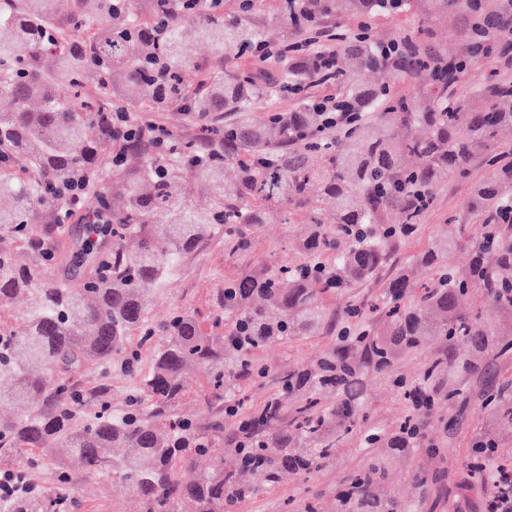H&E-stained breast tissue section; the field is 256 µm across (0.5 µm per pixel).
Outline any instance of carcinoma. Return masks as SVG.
Instances as JSON below:
<instances>
[{
	"label": "carcinoma",
	"mask_w": 512,
	"mask_h": 512,
	"mask_svg": "<svg viewBox=\"0 0 512 512\" xmlns=\"http://www.w3.org/2000/svg\"><path fill=\"white\" fill-rule=\"evenodd\" d=\"M435 9L475 14L486 24L498 10L484 0H430ZM262 0H0V232L20 249L0 248V315L36 291L39 307L17 327L0 321V467L26 478L45 459L59 457L57 492L37 487L22 498L0 497V512H61L74 505L73 475L113 473L121 488L139 496L144 512H227L253 489L242 481L261 471L270 482L287 472L307 476L336 461V449L367 424L373 404L363 384L374 374L406 407L394 427L367 429L362 444L377 449L364 470L346 476L353 493L336 497L337 512H419L420 504L386 498L381 485L392 458L421 439L443 403L453 404L467 380L486 371L491 355L512 357V333L499 313L512 309V222H501L512 200V96L488 75L470 95H456L433 68L448 51L405 32L394 33L390 57L367 39L350 38L332 76L313 58H293V19L310 27L330 18H367L391 8L383 0H280L284 52L260 68L241 64L263 42L254 23ZM195 38L212 61L186 57ZM389 80L371 84L368 71ZM426 83V93L403 90ZM67 85L71 96L57 97ZM298 85L305 93L290 112L254 117L266 97ZM334 85L359 120L330 134L313 104L315 89ZM139 126L143 112L177 108L198 118L224 112L230 120L201 140L166 131L167 149L144 132L124 141L133 167L103 169L116 139L105 118L113 109ZM483 177L472 175L474 160ZM469 186L478 232L468 242L462 269L448 254L462 244L456 225L416 256L430 270L417 283L402 271L374 303L349 300L340 312L328 301L348 296L376 277L397 244L417 238L440 179ZM83 187L84 244L73 255L82 287L46 279L61 255L47 228L34 224L47 207L55 225L69 223L66 192ZM123 197L111 207L103 184ZM208 197L196 208L193 189ZM288 200L306 209L295 256L274 269L243 270L213 289L212 313L201 318L176 309L153 321L154 298L143 285L164 280L185 258L212 241L224 255L246 251L265 223L264 206ZM163 212L168 223H153ZM481 292L489 309L464 304ZM342 320L336 344L317 360L288 372L279 393L238 421L234 446L224 447V408L240 382L260 383L266 368L258 353L306 336H319ZM441 346L410 378L399 360L431 339ZM153 349L143 371L140 349ZM199 368L206 387L197 403L205 421L184 410L187 376ZM102 370L132 381L133 394L118 413L89 412L104 388L84 391L73 377ZM479 415L488 425L475 435L469 466L501 499L500 472L512 460L498 456L502 429L512 426V378L487 377ZM288 419L287 427L271 429ZM125 453L116 459L112 449ZM195 456L210 468L192 485L179 470Z\"/></svg>",
	"instance_id": "carcinoma-1"
}]
</instances>
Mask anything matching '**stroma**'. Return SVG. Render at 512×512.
Masks as SVG:
<instances>
[{
  "instance_id": "stroma-1",
  "label": "stroma",
  "mask_w": 512,
  "mask_h": 512,
  "mask_svg": "<svg viewBox=\"0 0 512 512\" xmlns=\"http://www.w3.org/2000/svg\"><path fill=\"white\" fill-rule=\"evenodd\" d=\"M463 13H439L430 10L428 0H409L407 10L398 15H378L371 22L370 39L379 44L389 40L394 31H415L425 28L433 35V44L442 49L461 48L466 42ZM305 211L282 201L269 206L252 247L232 258L225 257L224 248L211 244L203 253L188 257L161 284L155 285L154 317L165 316L179 308L188 311L207 310L211 288L216 279L231 276L243 269L268 268L293 257L299 229L305 222ZM455 222L464 241L476 233V221L468 210V188L465 184L442 183L433 209L426 215L420 237L399 245L393 267L383 270L376 278L360 283L350 294L357 299H372L384 293L398 268L411 270L416 280L429 276L426 267L416 264L415 257L429 243L441 236L447 222ZM331 335L307 336L264 349L260 360L267 370L262 383L242 382L240 391L252 403H260L272 394L278 380L288 370L312 360L332 343ZM485 423L476 409L445 407L428 422L421 447L396 456L382 492L394 500L413 499L417 491L416 475L428 476L429 482L420 493L424 501L420 512H487L486 495L465 467L469 438L484 428ZM439 453H431V446ZM369 449L351 444L337 449L335 465L326 467L306 479L284 478L269 486L260 474L250 475L249 481L257 493L239 502L232 512H288L286 502L306 494L316 495L322 512H336V490L348 472L361 467ZM74 512H142L138 496L120 488L110 476L88 480L76 477Z\"/></svg>"
}]
</instances>
